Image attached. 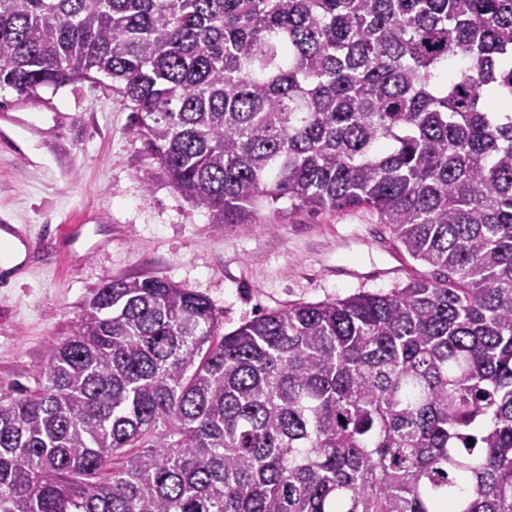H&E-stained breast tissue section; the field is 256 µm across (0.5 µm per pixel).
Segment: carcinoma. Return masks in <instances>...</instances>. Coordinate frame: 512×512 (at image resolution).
<instances>
[{"label": "carcinoma", "instance_id": "cac0c4a2", "mask_svg": "<svg viewBox=\"0 0 512 512\" xmlns=\"http://www.w3.org/2000/svg\"><path fill=\"white\" fill-rule=\"evenodd\" d=\"M96 74L213 223L365 207L434 272L227 334L105 283L0 390V512H512V0H0V86Z\"/></svg>", "mask_w": 512, "mask_h": 512}]
</instances>
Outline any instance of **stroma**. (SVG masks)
<instances>
[{"label": "stroma", "instance_id": "obj_1", "mask_svg": "<svg viewBox=\"0 0 512 512\" xmlns=\"http://www.w3.org/2000/svg\"><path fill=\"white\" fill-rule=\"evenodd\" d=\"M0 224L38 250L0 286V389L34 388L48 344L69 336L86 301L117 278L157 274L209 299L228 333L292 303L387 292L429 269L366 208L263 209L256 224H215L171 184L110 78L18 94L0 86ZM64 224H84L98 250Z\"/></svg>", "mask_w": 512, "mask_h": 512}]
</instances>
